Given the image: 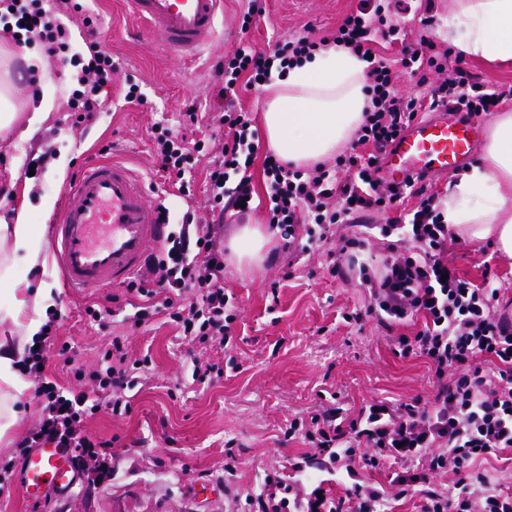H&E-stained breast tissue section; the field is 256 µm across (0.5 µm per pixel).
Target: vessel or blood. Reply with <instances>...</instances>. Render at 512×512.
I'll list each match as a JSON object with an SVG mask.
<instances>
[{
	"instance_id": "obj_1",
	"label": "vessel or blood",
	"mask_w": 512,
	"mask_h": 512,
	"mask_svg": "<svg viewBox=\"0 0 512 512\" xmlns=\"http://www.w3.org/2000/svg\"><path fill=\"white\" fill-rule=\"evenodd\" d=\"M146 32L179 57L198 53L216 35L224 0H125ZM481 129L448 116L420 121L381 158L392 182L407 176L457 171L474 157ZM153 188L119 161L86 160L64 187L46 223L52 263L65 287L95 291L129 282L147 250L159 245L168 219L152 199ZM77 478L69 449L52 444L29 453L21 466L28 498L63 495Z\"/></svg>"
}]
</instances>
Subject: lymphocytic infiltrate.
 I'll list each match as a JSON object with an SVG mask.
<instances>
[{
	"mask_svg": "<svg viewBox=\"0 0 512 512\" xmlns=\"http://www.w3.org/2000/svg\"><path fill=\"white\" fill-rule=\"evenodd\" d=\"M85 16L81 0H0V31L19 45L41 44L62 66L77 68L78 87L68 101L77 122L103 111L104 90L112 84L115 66L110 55L92 51L89 59L70 55L62 17ZM398 33L389 23L382 0H364L348 13L332 33L283 36L266 50L244 44L226 51L213 66L212 78L220 110L210 121L224 133L220 156L208 158L203 173L208 186L205 202H196L185 166L193 156H207L205 140H186L162 124H153L150 138L156 163L177 185L187 202L181 220L146 257V270L126 286L142 297L135 325L167 313L184 335L201 343L229 345L235 307L224 291V241L220 228L225 215L243 216L252 205L255 188L250 169L261 162L265 181L267 222L285 237L282 249L296 257L308 254L329 236H337L333 274L359 281L368 294L363 312L384 327L421 320L412 335L397 337L401 356L427 359L438 380L432 401L424 404L381 401L351 413L331 403L290 421L288 438L309 445L302 460L322 469L335 466L349 483L342 493L317 496L267 474L257 495L259 512H392V502L416 497L422 512H512V493L504 492L497 474L478 469V460L512 450V317L499 308V288L492 281L475 285L462 278L448 261L452 235L437 194L421 197L409 220L398 218L407 191L385 182L379 156L424 110L451 109L471 119L499 104L496 93L476 90L473 74L461 57L438 50L427 38L405 47L400 59L373 52V35L391 38ZM350 48L367 61L371 107L356 132L360 152L337 157L339 166L354 170V179L341 182L325 164L300 168L263 150L249 112L238 106L240 94L266 85L272 75L311 57L328 44ZM429 85L425 96L394 90L399 75ZM388 214L379 225L387 238L381 261L361 259L364 239L340 234L357 214ZM55 341L52 324L44 336L26 347L19 359L37 384L33 397L42 406L38 427L23 438L22 453L53 443L70 449L77 462L96 457L97 441L85 432L87 392L64 388L44 375L47 349ZM78 380L95 390L113 391V412L129 408L124 394L137 382L126 366L120 338H113L98 369L75 368ZM398 464L390 495L367 483L364 473L385 462ZM448 483L436 482L439 474Z\"/></svg>",
	"mask_w": 512,
	"mask_h": 512,
	"instance_id": "1",
	"label": "lymphocytic infiltrate"
}]
</instances>
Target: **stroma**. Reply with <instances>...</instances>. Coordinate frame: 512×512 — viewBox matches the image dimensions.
I'll list each match as a JSON object with an SVG mask.
<instances>
[{
  "instance_id": "stroma-1",
  "label": "stroma",
  "mask_w": 512,
  "mask_h": 512,
  "mask_svg": "<svg viewBox=\"0 0 512 512\" xmlns=\"http://www.w3.org/2000/svg\"><path fill=\"white\" fill-rule=\"evenodd\" d=\"M361 2L262 0V15L244 33L239 27L244 0H224L222 37L196 58L182 59L142 31L124 0H89L95 27L68 23L71 53L88 56L89 44L97 43L118 63L121 75L139 83L144 102L123 104L118 89H109L106 109L76 126L67 107L77 87L73 70L45 59L38 67H26L24 75H13L15 103L27 112L46 106L49 117L35 130L20 124L0 138V186L11 192L9 200L0 202V217H9L24 201L30 224L43 229L80 157L109 145L154 183L171 213L181 214L186 202L153 160L148 125L159 122L180 131L189 105L201 113L216 111L210 73L225 51L242 42L264 49L277 36L309 27L320 35L330 33ZM450 5L451 0H413L411 11H394L393 18L407 40L424 36L443 50L450 46L445 25ZM428 16L433 22L426 27L422 20ZM465 63L484 90L501 94L499 111H512V65L492 66L470 56ZM46 150L52 153L48 173L36 181L25 179L29 157ZM335 249L329 240L299 260L277 244L252 268L225 261L224 290L232 294L238 315L233 346L226 351L189 341L162 315L134 326L131 305L118 315L104 292L71 295L52 266L37 273L19 268L18 279L47 284L48 309L59 314L47 378L75 386L73 366L98 368L118 336L139 384L127 413L104 407L83 421L93 439L108 445L107 478H98L96 462H89L68 496L52 498L40 509L14 478L0 494V512H250L246 496L258 495L266 474L274 471L296 475L298 486L337 492L335 472L293 471L305 447L286 436L290 421L331 394L354 411L374 400L425 403L435 394L437 379L424 358L397 353L396 336L412 334V326L389 331L370 320L345 321L346 312L365 304L366 292L331 275ZM448 257L461 276L476 285L494 278L505 299L512 300V264L491 243L462 237L449 245ZM93 301L100 309L95 320L84 312ZM62 343L70 345L69 356L59 355ZM223 356L232 359L223 376L205 383L193 380L195 365ZM228 462L235 465L230 474L224 471Z\"/></svg>"
}]
</instances>
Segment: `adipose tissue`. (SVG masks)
I'll list each match as a JSON object with an SVG mask.
<instances>
[{
    "label": "adipose tissue",
    "mask_w": 512,
    "mask_h": 512,
    "mask_svg": "<svg viewBox=\"0 0 512 512\" xmlns=\"http://www.w3.org/2000/svg\"><path fill=\"white\" fill-rule=\"evenodd\" d=\"M450 31L460 48L489 62H512V0H452ZM363 62L349 48L330 45L288 69L271 85L262 115L270 149L284 162L309 167L336 155L351 139L370 105ZM482 159L448 191L445 220L457 235L491 241L512 259V113H498L488 126ZM44 243L26 207L0 224V324L17 333L0 339V442L17 420L15 404L26 388L17 364L24 346L38 336L39 316L50 291L14 276L17 266L45 263Z\"/></svg>",
    "instance_id": "obj_1"
}]
</instances>
